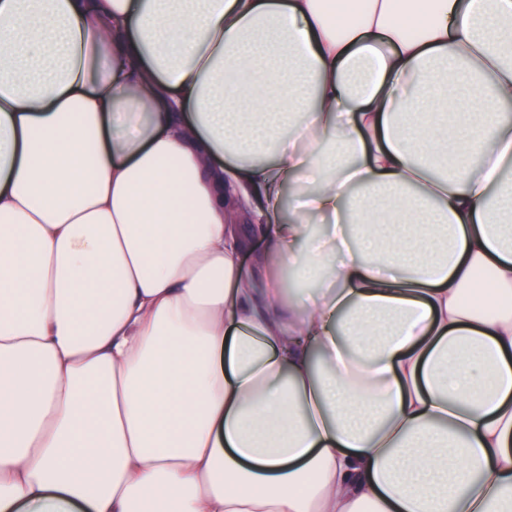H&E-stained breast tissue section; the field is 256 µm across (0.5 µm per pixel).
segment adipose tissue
<instances>
[{"label":"adipose tissue","mask_w":512,"mask_h":512,"mask_svg":"<svg viewBox=\"0 0 512 512\" xmlns=\"http://www.w3.org/2000/svg\"><path fill=\"white\" fill-rule=\"evenodd\" d=\"M511 104L512 0H0V512H512Z\"/></svg>","instance_id":"adipose-tissue-1"}]
</instances>
